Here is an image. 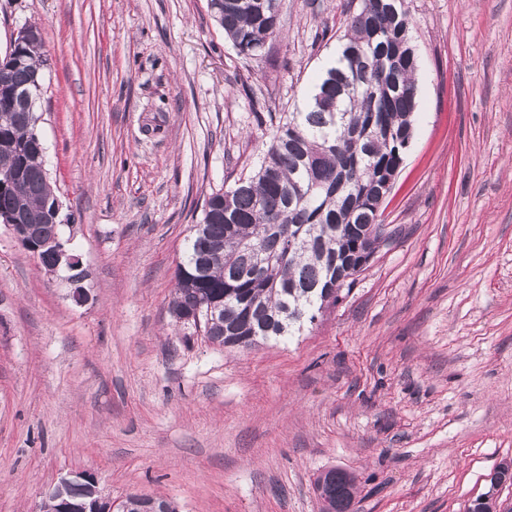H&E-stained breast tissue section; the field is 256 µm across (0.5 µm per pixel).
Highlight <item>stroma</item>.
<instances>
[{"mask_svg":"<svg viewBox=\"0 0 512 512\" xmlns=\"http://www.w3.org/2000/svg\"><path fill=\"white\" fill-rule=\"evenodd\" d=\"M208 0H0V58L27 23L47 64L38 124L92 296L76 305L0 224V512L94 472L177 512H512V0H406L414 135L388 238L287 340L223 348L170 313L205 198L300 106L360 0H282L272 64ZM316 490L320 491L322 499L324 495L338 512H346L353 502L352 490L356 492L355 477L344 470L330 468L316 479ZM347 509V510H346Z\"/></svg>","mask_w":512,"mask_h":512,"instance_id":"1","label":"stroma"}]
</instances>
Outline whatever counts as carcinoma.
Segmentation results:
<instances>
[{
    "label": "carcinoma",
    "instance_id": "obj_1",
    "mask_svg": "<svg viewBox=\"0 0 512 512\" xmlns=\"http://www.w3.org/2000/svg\"><path fill=\"white\" fill-rule=\"evenodd\" d=\"M211 16L246 60L269 59L283 38L280 0H219ZM403 0H360L336 45L333 64L303 107L288 113L273 133L252 175L204 201L177 266L170 311L201 308L200 329L223 347H251L285 339L305 319L336 304L322 291L347 272L356 252L377 249L383 223L378 209L386 180L400 167L413 137L418 53ZM21 62L0 60V216L20 210L46 239L61 235L56 194L33 161L40 116L20 101L43 84L42 38L22 44ZM298 239L290 249V239ZM222 250L186 285L202 245ZM219 306L208 312L209 305ZM319 496L337 512L353 502L355 477L331 468L316 479ZM123 512H168L166 500L129 496Z\"/></svg>",
    "mask_w": 512,
    "mask_h": 512
}]
</instances>
